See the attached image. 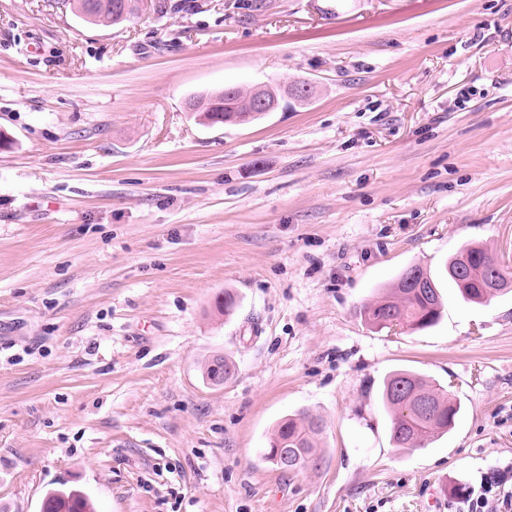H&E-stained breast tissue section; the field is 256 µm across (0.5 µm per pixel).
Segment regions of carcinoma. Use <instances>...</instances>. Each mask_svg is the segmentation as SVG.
I'll return each mask as SVG.
<instances>
[{
	"mask_svg": "<svg viewBox=\"0 0 512 512\" xmlns=\"http://www.w3.org/2000/svg\"><path fill=\"white\" fill-rule=\"evenodd\" d=\"M71 9L85 21L97 26H112L137 14L140 0H68ZM244 88L226 85L222 89L197 96L206 106L194 116L209 126L243 125L256 120L246 111ZM498 259L483 246L468 245L448 259L445 274L462 297L475 303H486L493 298L511 293L512 284L490 292L487 282ZM467 275H454L459 265ZM444 303L431 274L419 265L404 269L388 286L381 288L373 299L359 307V314L371 326L388 328L392 325L422 329L433 325L441 316ZM233 370L225 358H207L201 365L203 378L211 382L218 377L228 378ZM429 403V410L420 407V401ZM383 408L391 416V440L397 448H424L429 440L447 432L460 411L442 385L423 376L400 370L389 375L380 392ZM324 432L323 420L306 410L280 420L272 429L265 458L273 463L287 452L298 458L293 471L300 472L320 464L322 449L319 440ZM42 512H94L90 498L78 489H54L47 492Z\"/></svg>",
	"mask_w": 512,
	"mask_h": 512,
	"instance_id": "carcinoma-1",
	"label": "carcinoma"
}]
</instances>
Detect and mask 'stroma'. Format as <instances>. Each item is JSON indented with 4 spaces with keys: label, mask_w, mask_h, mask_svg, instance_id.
<instances>
[{
    "label": "stroma",
    "mask_w": 512,
    "mask_h": 512,
    "mask_svg": "<svg viewBox=\"0 0 512 512\" xmlns=\"http://www.w3.org/2000/svg\"><path fill=\"white\" fill-rule=\"evenodd\" d=\"M175 2L105 27L0 0V512L61 486L97 512H448L512 463V294L443 274L469 243L512 266V0ZM261 81L314 94L245 125L186 108ZM413 264L442 318L368 326ZM400 369L461 404L428 448L391 441ZM303 408L323 460L277 470ZM232 370L233 366L226 358H215L213 355L201 365L202 376L209 383H212L213 379L218 377H224L226 380L231 376ZM324 432L323 420L306 410L280 420L272 429L265 458L280 469L275 461L288 452L298 458V464L288 472H300L320 464L322 449L319 440Z\"/></svg>",
    "instance_id": "stroma-1"
}]
</instances>
